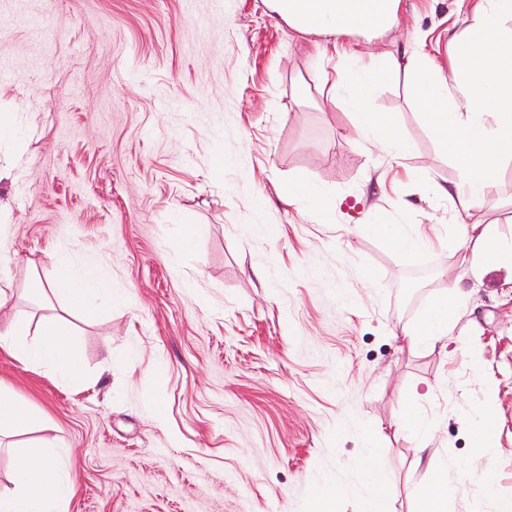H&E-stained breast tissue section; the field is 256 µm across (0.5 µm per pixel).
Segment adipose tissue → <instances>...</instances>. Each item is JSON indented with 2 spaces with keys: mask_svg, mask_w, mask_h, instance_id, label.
<instances>
[{
  "mask_svg": "<svg viewBox=\"0 0 512 512\" xmlns=\"http://www.w3.org/2000/svg\"><path fill=\"white\" fill-rule=\"evenodd\" d=\"M399 0H267L270 11L304 35L335 38L353 31L385 33L397 19ZM512 0H475L465 17L466 26L449 46L447 70L429 64L423 54L405 58L391 54L374 57L350 73L336 78L326 94L328 103L347 98L354 109L359 132L383 151L404 158L412 152L394 118L368 110V103L399 74L410 79V91L422 119L458 166L460 179L449 200L455 214L481 205L484 190L499 172L504 158L512 156ZM465 242L461 262L483 270L512 266V245H505L496 222L463 224ZM55 278L50 294L62 296L70 308L89 318H106L110 294L98 266L74 267L67 259L53 260ZM10 298L0 290V351L16 360L45 370L55 379L78 377L83 362L67 331L54 320H44L35 346L18 339L20 320L8 312ZM458 310L455 291L441 296L399 335L408 348H433L442 343ZM368 491L363 512H394L382 482L385 463L376 449H368ZM14 488L0 494V512H67L72 495L66 459L50 455L39 445L23 448L15 457ZM462 483L433 476L426 491H413L415 512H450V503L462 492Z\"/></svg>",
  "mask_w": 512,
  "mask_h": 512,
  "instance_id": "obj_1",
  "label": "adipose tissue"
}]
</instances>
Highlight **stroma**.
Wrapping results in <instances>:
<instances>
[{
    "mask_svg": "<svg viewBox=\"0 0 512 512\" xmlns=\"http://www.w3.org/2000/svg\"><path fill=\"white\" fill-rule=\"evenodd\" d=\"M462 27L458 0H399L394 28L344 36L359 53L341 59L264 0H0V114L14 122L0 136V289L26 343L50 317L84 362L64 382L0 354V381L49 418L0 439V492L15 449L41 440L69 453V512H312L331 483L333 512H360L373 445L395 512H413L434 469L467 476L452 512L512 501V269L457 265L451 206L419 174L449 187L459 170L406 78L370 104L411 141L399 160L321 88L322 73L419 47L447 67ZM297 180L335 194L332 223L289 201ZM510 196L507 160L465 223L498 220L511 240ZM382 222L428 243L400 252L372 232ZM189 224L201 233L177 251ZM56 255L102 265L107 320L37 300ZM452 281L447 349L403 346L396 331ZM410 391L423 436L394 431ZM470 402L494 421L485 456L460 416Z\"/></svg>",
    "mask_w": 512,
    "mask_h": 512,
    "instance_id": "obj_1",
    "label": "stroma"
}]
</instances>
